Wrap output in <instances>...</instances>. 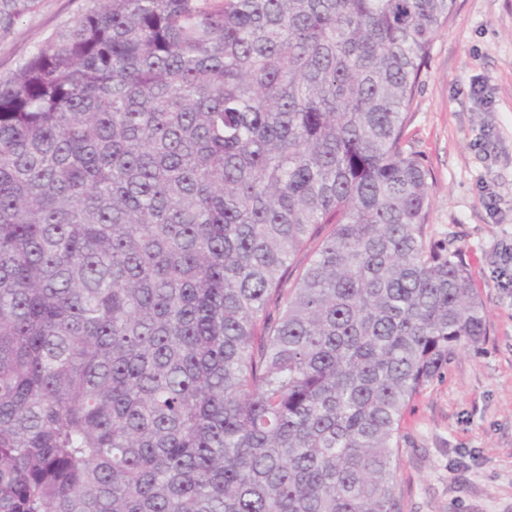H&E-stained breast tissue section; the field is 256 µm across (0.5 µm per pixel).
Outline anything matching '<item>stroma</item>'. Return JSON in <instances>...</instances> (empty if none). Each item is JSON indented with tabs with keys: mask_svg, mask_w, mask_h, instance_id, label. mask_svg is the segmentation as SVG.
I'll return each instance as SVG.
<instances>
[{
	"mask_svg": "<svg viewBox=\"0 0 512 512\" xmlns=\"http://www.w3.org/2000/svg\"><path fill=\"white\" fill-rule=\"evenodd\" d=\"M88 0H34L0 33V77ZM428 173V246L458 256L487 336L457 351L400 426L399 512H512V0H455L407 113Z\"/></svg>",
	"mask_w": 512,
	"mask_h": 512,
	"instance_id": "stroma-1",
	"label": "stroma"
}]
</instances>
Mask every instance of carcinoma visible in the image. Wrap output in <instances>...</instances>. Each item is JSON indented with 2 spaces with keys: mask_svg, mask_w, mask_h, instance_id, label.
<instances>
[{
  "mask_svg": "<svg viewBox=\"0 0 512 512\" xmlns=\"http://www.w3.org/2000/svg\"><path fill=\"white\" fill-rule=\"evenodd\" d=\"M453 6L90 0L0 78V512H397L487 335L402 148Z\"/></svg>",
  "mask_w": 512,
  "mask_h": 512,
  "instance_id": "obj_1",
  "label": "carcinoma"
}]
</instances>
